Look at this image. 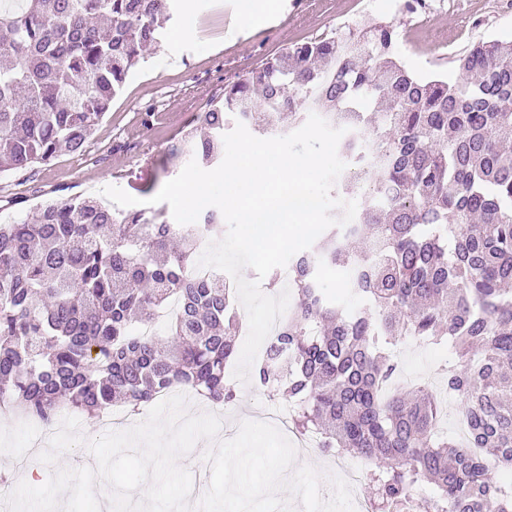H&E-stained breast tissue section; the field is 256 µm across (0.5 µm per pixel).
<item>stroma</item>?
<instances>
[{
    "mask_svg": "<svg viewBox=\"0 0 512 512\" xmlns=\"http://www.w3.org/2000/svg\"><path fill=\"white\" fill-rule=\"evenodd\" d=\"M299 12L274 13L252 28L238 20L242 0H178L169 34L151 46L122 91L95 127L79 155L59 154L46 164L0 178V224L33 219L41 203L68 196L99 197L103 187H145L155 196L183 165L170 157L212 99L239 75L278 56L294 44L329 38L356 22H390L398 32L396 57L415 74L460 80L456 60L473 44L494 38L512 41V0H424L409 14L391 0H302ZM403 371L438 381L447 356L441 346L413 340L401 343ZM239 400L227 410L200 403L198 411L220 414L223 438L233 437L243 419L269 409L251 384H238ZM38 428L0 417V478L14 481L12 461L31 451L30 483L44 484L54 467L79 468L92 458L86 446L50 467L38 459Z\"/></svg>",
    "mask_w": 512,
    "mask_h": 512,
    "instance_id": "stroma-1",
    "label": "stroma"
}]
</instances>
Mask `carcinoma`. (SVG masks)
Here are the masks:
<instances>
[{
    "label": "carcinoma",
    "instance_id": "obj_1",
    "mask_svg": "<svg viewBox=\"0 0 512 512\" xmlns=\"http://www.w3.org/2000/svg\"><path fill=\"white\" fill-rule=\"evenodd\" d=\"M177 0H17L0 8V174L80 153ZM390 22L310 39L224 88L200 117L207 133L171 152L220 162L224 129L276 132L313 111L348 129L339 152L375 170L355 219L288 262L295 300L254 387L286 400L299 433L367 462L375 512H512V44L483 40L457 59L454 85L418 78L394 58ZM358 97L384 99L363 112ZM221 216L170 224L90 197L44 203L35 221L0 224V409L46 426L64 408L131 411L177 385L230 406L237 353L234 291L194 275L202 237ZM357 269L348 312L319 268ZM178 299L162 347L134 333ZM404 339L448 344V391L463 398L470 446L436 435L425 386L397 378ZM479 448L475 454L472 449ZM433 486L428 497L412 489Z\"/></svg>",
    "mask_w": 512,
    "mask_h": 512
}]
</instances>
